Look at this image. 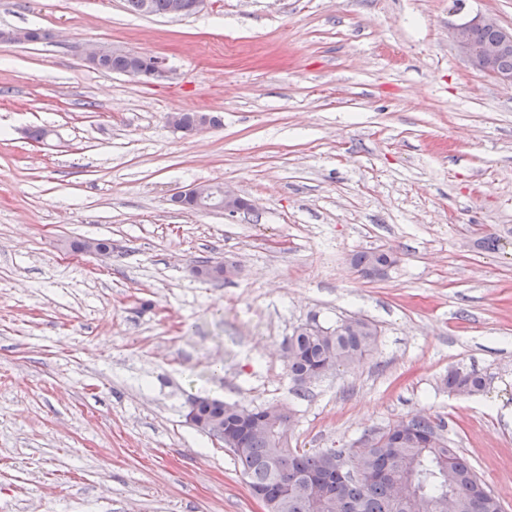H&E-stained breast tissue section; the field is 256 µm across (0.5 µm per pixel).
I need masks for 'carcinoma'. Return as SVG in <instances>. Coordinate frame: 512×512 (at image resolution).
<instances>
[{
	"instance_id": "cac0c4a2",
	"label": "carcinoma",
	"mask_w": 512,
	"mask_h": 512,
	"mask_svg": "<svg viewBox=\"0 0 512 512\" xmlns=\"http://www.w3.org/2000/svg\"><path fill=\"white\" fill-rule=\"evenodd\" d=\"M136 14L165 15L169 0H126ZM353 265L373 276L397 262L390 249L358 252ZM378 339L377 327L357 319L326 329H295L288 337L287 367L294 383L310 379L322 363L336 368L348 366L368 354ZM448 389L461 395H475L486 388L485 377L476 371H448ZM260 413L240 407L234 411L217 401H203L198 413L216 420L232 436L229 451L250 488L271 493L269 512H335L338 502L349 505L347 512H399L394 484L410 481L424 503L425 512H448V498L454 512H503L500 498L483 492L487 485L468 459L448 446L430 417L415 414L407 424L398 421L377 431L384 443L362 448L308 452L288 446V432L273 435L240 427L246 413ZM353 458L363 470L361 478L339 471L337 458Z\"/></svg>"
}]
</instances>
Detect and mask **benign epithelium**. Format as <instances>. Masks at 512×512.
Wrapping results in <instances>:
<instances>
[{"mask_svg": "<svg viewBox=\"0 0 512 512\" xmlns=\"http://www.w3.org/2000/svg\"><path fill=\"white\" fill-rule=\"evenodd\" d=\"M203 0H170L168 15L172 17H188L195 14ZM477 27L497 29L503 33V39L495 42H487L480 47L475 46L473 32ZM448 37L456 46L457 50L469 61L479 60L483 74L489 79L498 83L512 85V73L504 72L498 67L500 55L512 48V30L500 25L497 18L490 14H477L461 23L454 24L448 29ZM0 41L7 43H28L33 41V35L28 29H7L0 30ZM127 59L134 70L130 74L140 79H156L166 72L165 61L156 57L146 65H140L142 56L138 53L116 51L104 46H96L87 51L84 57L85 63L92 69L104 70L107 62L114 57ZM220 195L221 203L219 208L224 212L234 214L249 206L235 191L225 185L214 186L203 183L193 187L179 190L172 196L173 204L179 205V200L189 197L196 201H205ZM66 249L80 254H92L102 259L112 258V242L100 245L95 241H87L78 248L66 246ZM396 501L402 512H419V501L417 495L410 487H402L398 491Z\"/></svg>", "mask_w": 512, "mask_h": 512, "instance_id": "1", "label": "benign epithelium"}]
</instances>
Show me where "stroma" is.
<instances>
[{
  "label": "stroma",
  "instance_id": "stroma-1",
  "mask_svg": "<svg viewBox=\"0 0 512 512\" xmlns=\"http://www.w3.org/2000/svg\"><path fill=\"white\" fill-rule=\"evenodd\" d=\"M478 13L512 28V0H0V29L50 33L0 44V512H265L197 397L286 405L310 451L424 413L512 512V89L448 38ZM93 45L167 72L91 69ZM201 183L250 209L171 204ZM86 239L111 262L64 248ZM376 249L397 264L362 276ZM354 317L375 350L296 386L288 336ZM145 1L149 10L143 9ZM126 0L128 9L136 14L165 15L172 17H188L195 14L203 3V0ZM169 7L168 13L167 9ZM353 265L365 276L374 277L377 270H386L397 262L390 249L358 252L352 258ZM448 389L459 395L472 396L486 388L485 377L476 371H461L459 369L449 370L447 379Z\"/></svg>",
  "mask_w": 512,
  "mask_h": 512
}]
</instances>
